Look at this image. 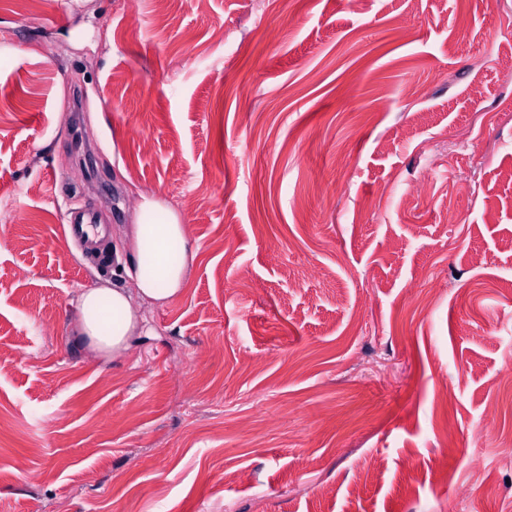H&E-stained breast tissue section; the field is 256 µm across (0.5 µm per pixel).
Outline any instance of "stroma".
Listing matches in <instances>:
<instances>
[{
  "instance_id": "obj_1",
  "label": "stroma",
  "mask_w": 512,
  "mask_h": 512,
  "mask_svg": "<svg viewBox=\"0 0 512 512\" xmlns=\"http://www.w3.org/2000/svg\"><path fill=\"white\" fill-rule=\"evenodd\" d=\"M143 192L100 358L64 224ZM511 372L512 0H0V512H512ZM120 241L127 253L125 288H86L78 301L73 336L97 355H125L142 336L136 307L164 304L182 290L194 253L178 212L156 194H140Z\"/></svg>"
}]
</instances>
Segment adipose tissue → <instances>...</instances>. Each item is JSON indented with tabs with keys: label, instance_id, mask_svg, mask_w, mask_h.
Returning <instances> with one entry per match:
<instances>
[{
	"label": "adipose tissue",
	"instance_id": "adipose-tissue-1",
	"mask_svg": "<svg viewBox=\"0 0 512 512\" xmlns=\"http://www.w3.org/2000/svg\"><path fill=\"white\" fill-rule=\"evenodd\" d=\"M120 241L127 253V287L85 289L72 333L103 357L125 355L142 334L136 313L145 303L163 304L181 291L194 254L178 212L156 194H141Z\"/></svg>",
	"mask_w": 512,
	"mask_h": 512
}]
</instances>
